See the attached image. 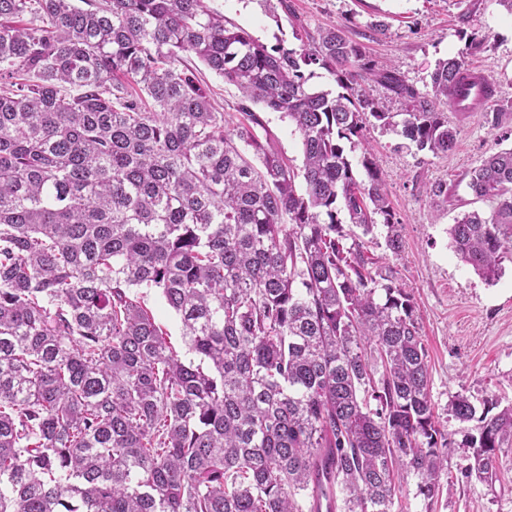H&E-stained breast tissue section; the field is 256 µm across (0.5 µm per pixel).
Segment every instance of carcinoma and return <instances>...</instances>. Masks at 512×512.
<instances>
[{
  "mask_svg": "<svg viewBox=\"0 0 512 512\" xmlns=\"http://www.w3.org/2000/svg\"><path fill=\"white\" fill-rule=\"evenodd\" d=\"M192 56L238 89L236 120ZM470 78L441 59L421 93L339 28L270 48L208 0H0V512H319L325 474L337 512H391L410 480L437 497L448 434L414 298L344 225L383 219L393 254L402 238L371 153L362 180L343 142L373 119L448 152ZM259 106L291 120L302 168ZM467 187L493 207L448 235L494 282L512 147ZM142 289L180 316L191 358ZM495 408L448 403L475 422L468 480L493 481L512 447V406Z\"/></svg>",
  "mask_w": 512,
  "mask_h": 512,
  "instance_id": "1",
  "label": "carcinoma"
}]
</instances>
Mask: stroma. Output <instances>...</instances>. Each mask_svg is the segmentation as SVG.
<instances>
[{"mask_svg":"<svg viewBox=\"0 0 512 512\" xmlns=\"http://www.w3.org/2000/svg\"><path fill=\"white\" fill-rule=\"evenodd\" d=\"M226 20L269 46L299 48L305 35L342 28L367 47L374 63L397 69L417 90L430 89L438 60L465 55L496 81L497 97L480 112H449L455 145L445 155L417 151L391 128L367 125L362 143L346 146L353 166L371 151L403 240L399 254L386 247L385 227L364 237L370 256L392 266L413 294L430 366V394L442 430L448 435L451 491L432 504L406 491L404 512H512V449L496 458L497 478L467 481L459 467L466 427L448 414L451 396L474 403L496 400L512 405V264L494 282L484 280L453 251L447 229L457 217L487 210L467 189L470 172L491 152L512 146V16L494 0H210ZM483 37L484 48L466 54L468 35ZM276 148L302 166L301 140L279 112L264 114ZM448 187V203L435 208L425 190Z\"/></svg>","mask_w":512,"mask_h":512,"instance_id":"obj_1","label":"stroma"}]
</instances>
